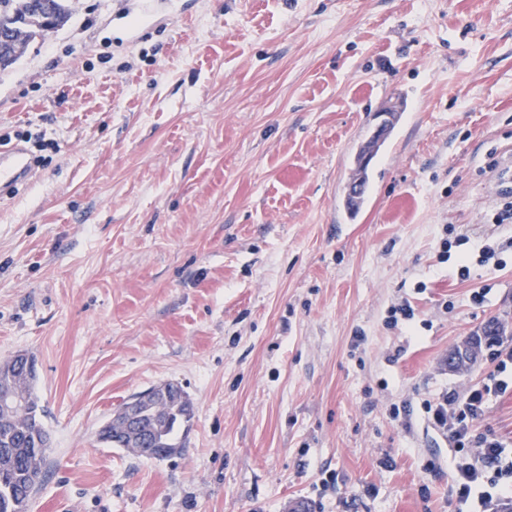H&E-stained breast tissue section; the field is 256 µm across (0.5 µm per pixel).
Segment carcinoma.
<instances>
[{"instance_id": "cac0c4a2", "label": "carcinoma", "mask_w": 512, "mask_h": 512, "mask_svg": "<svg viewBox=\"0 0 512 512\" xmlns=\"http://www.w3.org/2000/svg\"><path fill=\"white\" fill-rule=\"evenodd\" d=\"M72 15L71 0H0V35L18 31L24 44L65 26ZM512 329L505 319L493 318L481 333L467 344L477 350ZM27 366L19 358L0 365V392L20 389L28 384ZM31 406L16 408L7 416L0 413V512H29L33 491L41 484L49 447L47 432L39 415L33 393ZM193 405L182 387L166 382L141 403L134 413L135 431L130 433L121 423L112 425L104 442L114 448H126L139 457L157 458L161 448H184L177 432L193 418Z\"/></svg>"}]
</instances>
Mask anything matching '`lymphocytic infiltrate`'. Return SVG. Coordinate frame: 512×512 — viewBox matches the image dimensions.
<instances>
[{
	"label": "lymphocytic infiltrate",
	"instance_id": "f902f5d3",
	"mask_svg": "<svg viewBox=\"0 0 512 512\" xmlns=\"http://www.w3.org/2000/svg\"><path fill=\"white\" fill-rule=\"evenodd\" d=\"M487 352L495 363L488 377L465 389L448 391L428 411L463 454L451 486L457 502L466 512H512V449L474 431L490 398L512 391V336L488 346Z\"/></svg>",
	"mask_w": 512,
	"mask_h": 512
}]
</instances>
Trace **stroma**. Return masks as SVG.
Returning <instances> with one entry per match:
<instances>
[{
	"instance_id": "1",
	"label": "stroma",
	"mask_w": 512,
	"mask_h": 512,
	"mask_svg": "<svg viewBox=\"0 0 512 512\" xmlns=\"http://www.w3.org/2000/svg\"><path fill=\"white\" fill-rule=\"evenodd\" d=\"M5 134L47 145L0 196V361L32 358L51 437L29 512H458L426 404L512 318V0H75L0 69ZM169 381L181 454L99 442ZM391 107H386L381 110V112H386L389 117L386 119V132L384 135L379 139H370L367 144L361 148L358 156H357V163H356V169L355 174L353 176V180H358L360 183L366 184L368 181V174H369V167L370 165H363L360 161V157L365 152H368L370 155H376L382 144L384 143L386 139V135L389 131L393 129V126L395 124L396 120V111L390 112Z\"/></svg>"
}]
</instances>
